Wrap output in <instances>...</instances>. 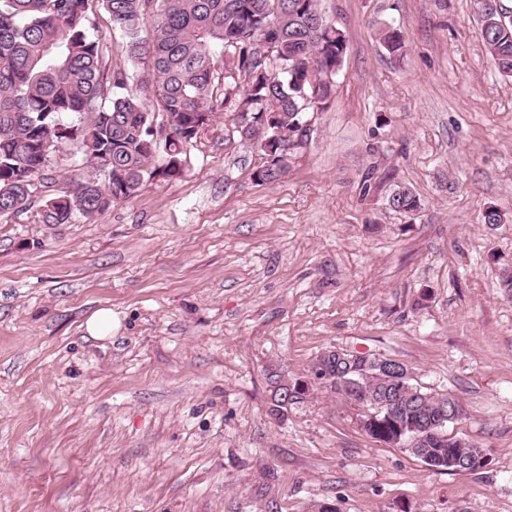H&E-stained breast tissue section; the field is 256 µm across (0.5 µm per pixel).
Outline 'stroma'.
Segmentation results:
<instances>
[{"label": "stroma", "mask_w": 512, "mask_h": 512, "mask_svg": "<svg viewBox=\"0 0 512 512\" xmlns=\"http://www.w3.org/2000/svg\"><path fill=\"white\" fill-rule=\"evenodd\" d=\"M320 5L347 53L283 180L253 181L220 112L179 180L70 224L0 220V512H512V82L477 0ZM93 23L138 90L125 38ZM87 171L75 140L45 169L56 194ZM397 183L418 211L389 208ZM329 348L455 397L448 432L487 466L434 470L314 384L272 418L268 371L310 381ZM380 32V44L382 48L394 57L404 54L406 48L404 32L400 27L384 25Z\"/></svg>", "instance_id": "obj_1"}]
</instances>
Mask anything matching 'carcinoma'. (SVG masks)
<instances>
[{
	"label": "carcinoma",
	"instance_id": "1",
	"mask_svg": "<svg viewBox=\"0 0 512 512\" xmlns=\"http://www.w3.org/2000/svg\"><path fill=\"white\" fill-rule=\"evenodd\" d=\"M104 9L111 30L123 33L128 55L143 70L147 99L128 90L129 76L108 66L103 38L91 33L93 4ZM501 0H482L483 46L499 74L512 80V22L501 20ZM380 44L394 57L406 48L401 28H381ZM346 33L329 22L318 0H0V219L38 206L42 224H71L137 195L155 179L184 175L194 149L218 112L248 113L240 138L259 149L262 130L292 132L332 100L329 74L343 65ZM95 171L72 181L59 196L37 193L49 155L67 140ZM256 184L279 182L293 153L270 144ZM393 206L412 213L419 199L397 184ZM366 358L347 355L325 366L330 391L366 407L362 428L387 444L410 443V452L438 471L487 465L483 450L450 438L444 424L430 427L441 397L395 375L365 382ZM276 392L268 413L278 419L308 391ZM390 396L391 414L379 409Z\"/></svg>",
	"mask_w": 512,
	"mask_h": 512
}]
</instances>
